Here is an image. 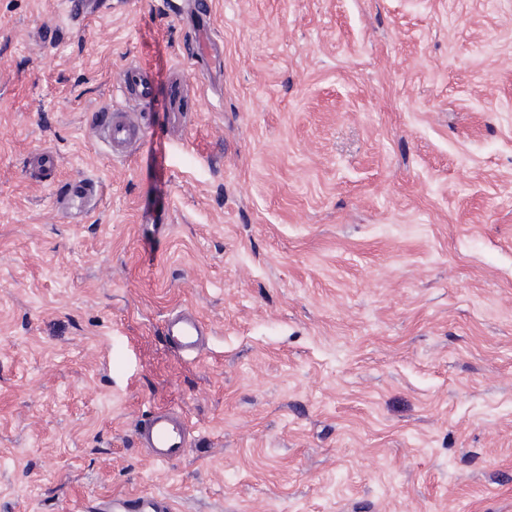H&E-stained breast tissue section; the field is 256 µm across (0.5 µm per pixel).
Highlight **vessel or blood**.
<instances>
[{
	"instance_id": "obj_1",
	"label": "vessel or blood",
	"mask_w": 512,
	"mask_h": 512,
	"mask_svg": "<svg viewBox=\"0 0 512 512\" xmlns=\"http://www.w3.org/2000/svg\"><path fill=\"white\" fill-rule=\"evenodd\" d=\"M121 105L102 113L94 127L98 141L116 158L139 154L147 138V112L153 96V78L150 70L139 64L127 65L117 82ZM188 94L185 74H177L171 82V118L180 122L183 101ZM69 216H86L99 202L95 181L81 178L73 182L66 194ZM169 346L181 355L196 356L207 342V326L195 310L184 307L169 314L164 327ZM140 447L146 448L150 458L158 463H170L186 456L192 446L193 433L182 414L170 408L149 411L136 430ZM101 512H173L166 497L143 494L127 497L113 494L104 497Z\"/></svg>"
}]
</instances>
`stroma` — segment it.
<instances>
[{
	"mask_svg": "<svg viewBox=\"0 0 512 512\" xmlns=\"http://www.w3.org/2000/svg\"><path fill=\"white\" fill-rule=\"evenodd\" d=\"M187 2L0 0V512H512V0H198L219 59ZM134 62L117 159L93 127ZM157 407L178 461L136 444ZM117 92L123 104L112 105L100 115L94 134L112 157L127 158L139 154L146 142V112L153 96L152 73L139 64L127 65L118 79ZM188 94L187 77L184 73H177L171 82L170 99H171V118L174 123H179L182 118L183 101ZM67 213L70 217L86 216L99 202L98 185L87 178L75 180L66 193ZM207 330L198 312L184 307L169 314L164 335L174 351L183 356L194 357L207 342ZM137 441L157 463L183 458L192 447L193 433L182 414L170 408H154L136 429ZM102 512H173V507L166 497L142 494L137 497H127L113 494L104 497L100 509Z\"/></svg>",
	"mask_w": 512,
	"mask_h": 512,
	"instance_id": "35a3bbf8",
	"label": "stroma"
}]
</instances>
